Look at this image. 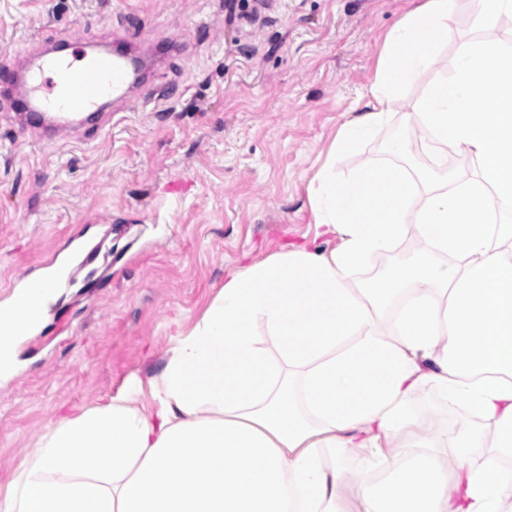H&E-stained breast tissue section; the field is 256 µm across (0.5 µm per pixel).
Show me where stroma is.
I'll return each mask as SVG.
<instances>
[{"label": "stroma", "mask_w": 512, "mask_h": 512, "mask_svg": "<svg viewBox=\"0 0 512 512\" xmlns=\"http://www.w3.org/2000/svg\"><path fill=\"white\" fill-rule=\"evenodd\" d=\"M410 0H0V304L63 256L97 249L90 278L60 290L0 376V496L45 429L132 379L148 380L225 276L287 244L327 249L306 185L373 76ZM127 39L151 63L125 111L58 144L19 133L9 64L44 37ZM512 43V22L474 27L467 0L405 112L446 73L459 41ZM394 115L344 156L396 168Z\"/></svg>", "instance_id": "stroma-1"}]
</instances>
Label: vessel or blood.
Instances as JSON below:
<instances>
[{"label": "vessel or blood", "mask_w": 512, "mask_h": 512, "mask_svg": "<svg viewBox=\"0 0 512 512\" xmlns=\"http://www.w3.org/2000/svg\"><path fill=\"white\" fill-rule=\"evenodd\" d=\"M72 53L40 54L9 85L18 119L55 140L82 114L123 104L137 81L131 67L111 46L83 48L72 36Z\"/></svg>", "instance_id": "vessel-or-blood-1"}]
</instances>
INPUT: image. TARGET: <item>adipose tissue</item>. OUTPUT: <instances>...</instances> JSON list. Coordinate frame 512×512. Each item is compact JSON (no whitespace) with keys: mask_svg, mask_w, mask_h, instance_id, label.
<instances>
[{"mask_svg":"<svg viewBox=\"0 0 512 512\" xmlns=\"http://www.w3.org/2000/svg\"><path fill=\"white\" fill-rule=\"evenodd\" d=\"M459 0H420L387 33L367 100L306 186L331 250L291 245L227 275L161 370L51 424L0 512H347L346 468L319 449L389 447L359 472L362 512H512V47L461 40L415 108L423 150L456 148L471 176L338 160L374 139L427 72ZM409 260L355 270L409 240ZM48 300L0 305V365ZM461 407L424 426L418 388Z\"/></svg>","mask_w":512,"mask_h":512,"instance_id":"obj_1","label":"adipose tissue"}]
</instances>
